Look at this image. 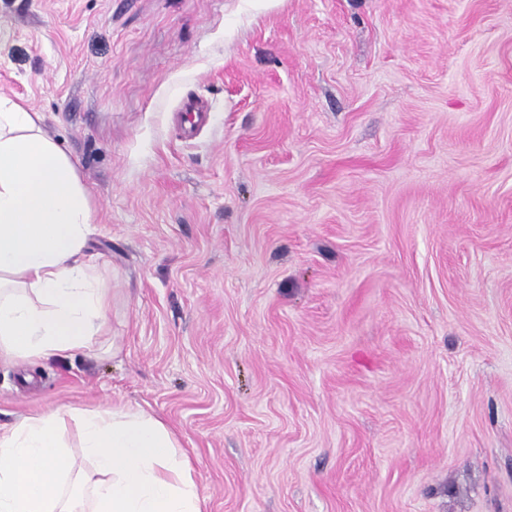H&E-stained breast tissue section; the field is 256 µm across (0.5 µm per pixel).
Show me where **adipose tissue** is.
<instances>
[{
	"instance_id": "ef3b65f1",
	"label": "adipose tissue",
	"mask_w": 512,
	"mask_h": 512,
	"mask_svg": "<svg viewBox=\"0 0 512 512\" xmlns=\"http://www.w3.org/2000/svg\"><path fill=\"white\" fill-rule=\"evenodd\" d=\"M92 212L73 163L39 113L0 96V359L92 346L111 306L87 253ZM73 419L91 470L61 428ZM0 512H203L188 456L142 408L30 416L0 429Z\"/></svg>"
}]
</instances>
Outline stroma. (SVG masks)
Instances as JSON below:
<instances>
[{
	"label": "stroma",
	"mask_w": 512,
	"mask_h": 512,
	"mask_svg": "<svg viewBox=\"0 0 512 512\" xmlns=\"http://www.w3.org/2000/svg\"><path fill=\"white\" fill-rule=\"evenodd\" d=\"M0 95L112 290L1 428L143 407L204 512H512V0H0ZM179 125L183 136L192 139L199 129L211 121L208 106L199 100L182 101L179 111Z\"/></svg>",
	"instance_id": "stroma-1"
}]
</instances>
